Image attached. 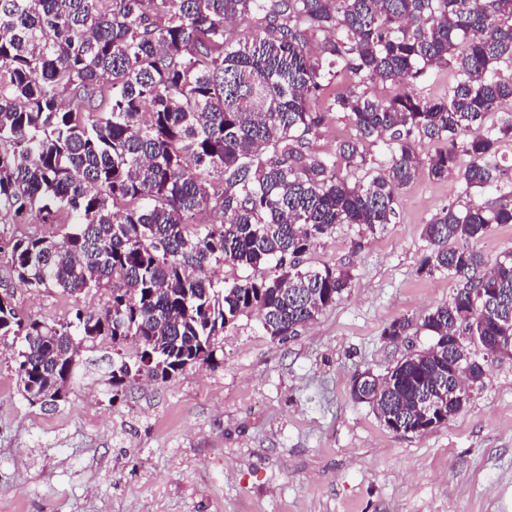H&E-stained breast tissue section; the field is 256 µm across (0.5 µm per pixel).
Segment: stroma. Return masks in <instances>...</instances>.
Wrapping results in <instances>:
<instances>
[{"label":"stroma","mask_w":512,"mask_h":512,"mask_svg":"<svg viewBox=\"0 0 512 512\" xmlns=\"http://www.w3.org/2000/svg\"><path fill=\"white\" fill-rule=\"evenodd\" d=\"M460 191L422 176L400 191L395 223L337 228L303 263L349 270L344 296L282 340L240 316L216 365L116 396L112 364L137 349L100 338L80 348L66 401L43 409L0 353V512H512V357L485 362L464 410L423 434L393 432L351 398L357 373L427 348L424 316L461 288L419 270L424 225ZM107 300L19 288L13 304L49 320ZM404 318L407 336L387 339Z\"/></svg>","instance_id":"stroma-1"}]
</instances>
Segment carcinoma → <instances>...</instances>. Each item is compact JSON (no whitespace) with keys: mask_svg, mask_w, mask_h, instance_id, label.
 I'll return each mask as SVG.
<instances>
[{"mask_svg":"<svg viewBox=\"0 0 512 512\" xmlns=\"http://www.w3.org/2000/svg\"><path fill=\"white\" fill-rule=\"evenodd\" d=\"M256 15L264 32L240 31ZM448 65L443 96L415 92ZM505 110L512 0H0V219L62 230L0 231V343L20 345L23 399L64 400L79 347L101 336L139 349L138 362L112 363L118 389L214 362L216 338L243 314L258 312L271 337L296 335L351 284L302 257L343 224L395 223L397 195L419 175L454 174L467 200L424 225L420 271L464 284L423 318L429 358L364 377L363 399L351 386L355 402L416 432V406L466 379L456 362L474 384L476 353L496 356L448 337L512 336V250L485 271L475 249L512 224L497 163L512 123L486 125ZM334 112L354 136L317 154L311 140ZM418 138L440 147L423 156ZM268 264L278 276L261 275ZM223 266L252 274L230 284L214 277ZM18 286L109 298L48 322L19 316Z\"/></svg>","mask_w":512,"mask_h":512,"instance_id":"carcinoma-1","label":"carcinoma"}]
</instances>
